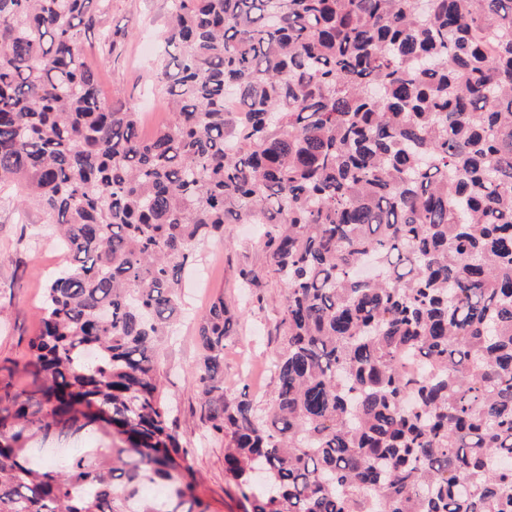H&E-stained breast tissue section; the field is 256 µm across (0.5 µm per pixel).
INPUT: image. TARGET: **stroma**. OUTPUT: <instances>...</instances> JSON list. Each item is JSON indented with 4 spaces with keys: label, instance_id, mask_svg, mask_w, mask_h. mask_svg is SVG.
<instances>
[{
    "label": "stroma",
    "instance_id": "obj_1",
    "mask_svg": "<svg viewBox=\"0 0 512 512\" xmlns=\"http://www.w3.org/2000/svg\"><path fill=\"white\" fill-rule=\"evenodd\" d=\"M168 6L169 0H109L82 43V58L96 70L104 96L122 99L139 112L146 137L169 118L155 56L167 27ZM68 261L47 215L36 206L20 205L14 193L0 191V379H11L16 388H33L23 371L28 342L38 331L47 282ZM268 268L255 225L228 224L223 237L204 241L196 265L184 275V317L160 353L162 397L174 408L171 422L181 443L193 451L189 463L197 478L196 494L208 512H243L244 506L224 477L223 445L200 443L202 399L191 381L199 358L196 323L210 300L223 295L238 319V333L224 351L226 393L260 406L268 403L277 383L284 302L283 287L268 275ZM249 269L261 278L245 288L240 273Z\"/></svg>",
    "mask_w": 512,
    "mask_h": 512
}]
</instances>
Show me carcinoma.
<instances>
[{
  "instance_id": "carcinoma-1",
  "label": "carcinoma",
  "mask_w": 512,
  "mask_h": 512,
  "mask_svg": "<svg viewBox=\"0 0 512 512\" xmlns=\"http://www.w3.org/2000/svg\"><path fill=\"white\" fill-rule=\"evenodd\" d=\"M106 2L0 0V190L72 257L38 397L0 382V512H207L158 355L197 246L250 219L277 387L227 397L222 295L192 373L245 512H512V0H169L150 139L80 55Z\"/></svg>"
}]
</instances>
